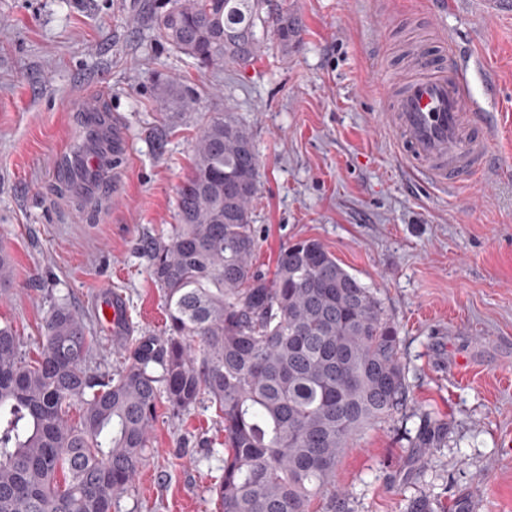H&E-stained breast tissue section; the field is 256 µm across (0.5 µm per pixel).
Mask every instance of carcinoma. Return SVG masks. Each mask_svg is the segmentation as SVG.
Returning a JSON list of instances; mask_svg holds the SVG:
<instances>
[{"instance_id": "carcinoma-1", "label": "carcinoma", "mask_w": 512, "mask_h": 512, "mask_svg": "<svg viewBox=\"0 0 512 512\" xmlns=\"http://www.w3.org/2000/svg\"><path fill=\"white\" fill-rule=\"evenodd\" d=\"M150 18L215 71L251 63L271 39L295 44L302 27L277 0H168ZM156 97L166 112L197 105L175 82L158 83ZM259 171L248 126L228 109L208 113L177 191L179 224L142 244L165 338L135 340L123 368L92 371L85 316L68 304L50 309L34 361L0 325V512H112L159 404L179 414L202 402L224 418V474L212 487L221 512H311L336 497L354 437L406 406L397 328L373 288L314 239L289 243L270 278L255 268ZM12 273L0 248V288Z\"/></svg>"}]
</instances>
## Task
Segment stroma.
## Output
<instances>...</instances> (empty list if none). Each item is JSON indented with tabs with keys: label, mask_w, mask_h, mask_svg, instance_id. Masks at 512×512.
Here are the masks:
<instances>
[{
	"label": "stroma",
	"mask_w": 512,
	"mask_h": 512,
	"mask_svg": "<svg viewBox=\"0 0 512 512\" xmlns=\"http://www.w3.org/2000/svg\"><path fill=\"white\" fill-rule=\"evenodd\" d=\"M146 2L0 0V247L14 262L0 324L33 358L51 304H71L109 371L135 339L162 336L164 296L141 244L177 221L201 114L231 108L261 161L254 265L271 272L288 243L318 240L376 290L401 340L406 407L353 439L335 497L314 512H406L419 497L435 512L459 498L471 512H512V12L487 15L481 0H448L436 15L431 0H284L302 21L299 44L271 42L261 59L211 74L160 37ZM417 22L453 38L472 93L498 116L493 174L453 197L402 173L378 108ZM169 79L200 95L175 120L155 94ZM99 87L104 123L125 130L130 154L116 186L87 193L65 164L88 138L74 100ZM104 288L122 297L128 336L102 328ZM150 441L114 512H220L214 408H159Z\"/></svg>",
	"instance_id": "1"
}]
</instances>
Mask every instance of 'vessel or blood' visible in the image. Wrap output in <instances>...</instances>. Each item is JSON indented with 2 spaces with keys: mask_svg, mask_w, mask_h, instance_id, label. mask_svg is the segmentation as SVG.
<instances>
[{
  "mask_svg": "<svg viewBox=\"0 0 512 512\" xmlns=\"http://www.w3.org/2000/svg\"><path fill=\"white\" fill-rule=\"evenodd\" d=\"M412 77L400 89L379 88L381 117L391 133L406 168L425 176L435 190L452 192L472 184L495 166L491 132L494 117L485 112L469 91L463 60L441 40L416 44ZM102 90L88 92L77 109L89 125L100 121ZM126 148L123 137H114L107 156H89L86 169L118 171ZM97 311L113 336H122L127 325L120 296L99 291Z\"/></svg>",
  "mask_w": 512,
  "mask_h": 512,
  "instance_id": "b4317fda",
  "label": "vessel or blood"
}]
</instances>
